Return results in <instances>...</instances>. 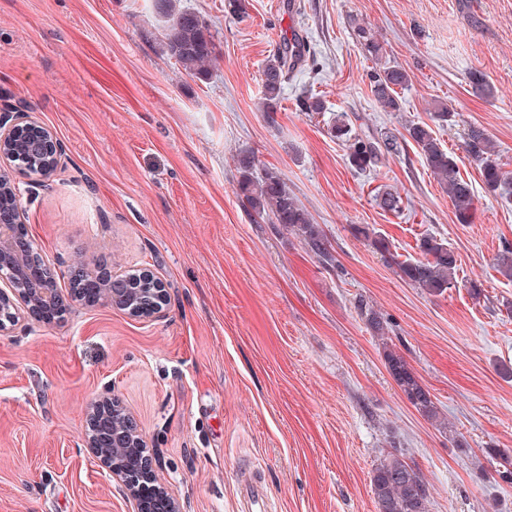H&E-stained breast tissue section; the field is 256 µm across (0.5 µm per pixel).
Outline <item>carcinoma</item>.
Instances as JSON below:
<instances>
[{"label":"carcinoma","mask_w":512,"mask_h":512,"mask_svg":"<svg viewBox=\"0 0 512 512\" xmlns=\"http://www.w3.org/2000/svg\"><path fill=\"white\" fill-rule=\"evenodd\" d=\"M157 8L168 19L164 33L166 53L190 76L206 77L214 60L213 39L206 22L194 12L179 9L176 0H157ZM351 29L371 59L379 63L368 73L375 100L386 112L401 111L397 89L410 84L409 71L402 65L383 60V47L363 24L354 21ZM307 54L308 46L302 35L293 31L282 37L278 52L268 60L262 72L261 111L266 116L281 109L284 86L293 73L305 65ZM468 82L474 95L494 96V87L483 72H470ZM333 131L336 139L347 142V162L356 172L376 170L401 148L399 139L388 133L351 136L348 118L343 114L336 117ZM406 133L424 164L447 190L457 223H472L476 211L475 193L472 185L461 176L451 152L424 122L406 126ZM463 150L480 167L486 189L506 201L512 200V180L502 170L495 157V146L484 131L478 127L470 128ZM236 163L239 171L237 191L243 204L268 223L292 229L322 261L332 263L334 256L325 231L314 223L307 209L288 191L284 179L270 169L257 171L252 152L238 154ZM358 233L375 252L383 257H394L389 240L375 229L362 227ZM417 248L420 257L396 262L400 278L428 295H443L456 283L455 252L448 243L432 235L420 238ZM382 345L387 370L400 391L419 414L432 422L438 421L439 411L430 392L405 357L388 342L384 341ZM371 491L378 512H429L430 491L424 474L395 446L382 454L373 469Z\"/></svg>","instance_id":"obj_1"}]
</instances>
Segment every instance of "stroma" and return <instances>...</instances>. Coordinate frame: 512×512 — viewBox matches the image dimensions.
I'll return each instance as SVG.
<instances>
[{"label": "stroma", "instance_id": "1", "mask_svg": "<svg viewBox=\"0 0 512 512\" xmlns=\"http://www.w3.org/2000/svg\"><path fill=\"white\" fill-rule=\"evenodd\" d=\"M181 5L214 37L203 82L164 52L156 0H0V113H30L62 147L51 178L12 176L60 292L68 264L104 260L152 272L169 294L151 320L75 303L63 323L0 336V512H129L83 446L89 406L107 389L137 419L183 512H238L248 473L271 512H377L371 473L394 446L423 471L431 512H512V475L493 459L512 457V279L496 269L512 249V204L486 190L461 148L470 127L484 129L512 174V0H249L240 19L224 0ZM353 18L409 70L402 111L374 99ZM294 30L310 59L269 119L262 70ZM475 69L494 97L472 94ZM307 92L324 112L298 111ZM438 100L453 122H432ZM343 112L366 134L431 122L474 188V222L456 223L414 145L378 171L351 170L330 133ZM243 150L281 174L335 266L294 231L255 222L236 192ZM385 191L401 196L400 213L380 208ZM362 227L402 260L418 257L422 235L445 240L455 287L429 296L406 284ZM385 339L445 426L392 380Z\"/></svg>", "mask_w": 512, "mask_h": 512}]
</instances>
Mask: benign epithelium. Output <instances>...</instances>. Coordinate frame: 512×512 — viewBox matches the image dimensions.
<instances>
[{
    "label": "benign epithelium",
    "instance_id": "1",
    "mask_svg": "<svg viewBox=\"0 0 512 512\" xmlns=\"http://www.w3.org/2000/svg\"><path fill=\"white\" fill-rule=\"evenodd\" d=\"M39 126L23 112L0 119V174L16 166L14 138L19 125ZM53 132L44 127L31 153L44 157L40 176L48 178L53 166L47 157L60 154ZM18 210V188L11 179L0 180V335L35 321L46 325L65 320L70 306L80 302L102 305L150 320L166 302L164 283L147 271L140 273L152 287L136 291L127 287L128 277L105 263H74L68 269L71 295L57 288V274L48 266L32 238L27 235ZM84 447L108 469L132 505L133 512H180L177 500L158 481L157 461L147 449L133 415L112 396L102 393L91 403L86 416Z\"/></svg>",
    "mask_w": 512,
    "mask_h": 512
}]
</instances>
